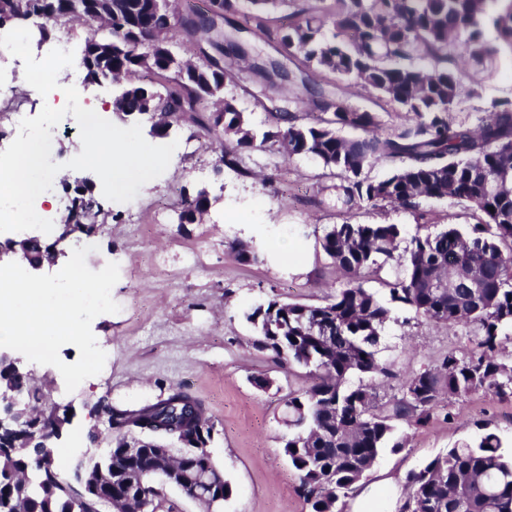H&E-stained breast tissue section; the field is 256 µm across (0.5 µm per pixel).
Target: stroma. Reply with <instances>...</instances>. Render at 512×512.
Here are the masks:
<instances>
[{
	"instance_id": "35a3bbf8",
	"label": "stroma",
	"mask_w": 512,
	"mask_h": 512,
	"mask_svg": "<svg viewBox=\"0 0 512 512\" xmlns=\"http://www.w3.org/2000/svg\"><path fill=\"white\" fill-rule=\"evenodd\" d=\"M314 79L338 83L343 97L377 113L385 125L409 120L375 95L337 82L335 75L318 73ZM260 88L253 74L236 72L224 93L263 127L271 116L262 106ZM170 137L194 142L197 153L173 154L164 173L144 184L132 201L108 200L101 183L93 185L95 201L116 217L91 235L96 249L86 263L97 271L114 262L120 271L111 292L118 312L92 322L97 343L108 354L102 371L69 393L55 367L24 364L39 390V408L72 412L56 442L67 451L62 472L73 478L77 460H95L108 451L112 434L97 416L99 405L136 409L180 388L202 402L215 425L210 450L232 488L223 512H308L298 477L283 454L289 432L283 400L288 391L307 386L309 378L305 370L277 366L253 347L255 332L243 311L274 297L325 302L343 279L318 244L332 225L385 221L401 225L407 239L451 224L467 230L477 215L450 199L422 200L415 214L381 210L366 201L342 209L332 200H319L320 189L331 180L312 159L267 148L246 155L235 170L221 165L219 147L208 146L191 124H175ZM201 188L210 193L208 214L199 224L178 223L182 191ZM161 207L167 218L159 223L155 217ZM235 241L248 243L259 262L239 261L231 249ZM393 315L378 345L379 358L394 372L381 389L386 396L396 395L409 373L443 353L469 349L464 327L414 322L404 309ZM256 376L272 378L273 387L256 388ZM446 410L427 428L409 431L405 448L379 454L347 498L345 512H396L408 472L484 433H495L503 452L512 453V398L453 397ZM93 432L98 440H90Z\"/></svg>"
}]
</instances>
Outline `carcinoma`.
Instances as JSON below:
<instances>
[{"mask_svg":"<svg viewBox=\"0 0 512 512\" xmlns=\"http://www.w3.org/2000/svg\"><path fill=\"white\" fill-rule=\"evenodd\" d=\"M141 0H0V29L40 22L44 33L79 18L90 3L107 11L94 33H85L81 64L89 82L121 86L126 122L141 116L146 102L157 119L150 134L168 136V114L179 113L210 141L222 145L220 161L229 168L242 154L277 148L292 158L317 161L337 179L336 205L350 209L363 201L380 208L399 206L415 212L423 199H454L478 212L471 231L450 225L436 234L411 237L398 252V224H336L319 243L343 272L345 281L319 305L270 299L244 312L255 329L252 345L282 367L308 370L311 384L291 391L284 401L289 428L283 452L299 479L309 512H342L340 502L372 468L380 452L405 447L394 439L396 427L427 426L445 398L482 392L512 397V98L494 99L473 124L460 119L463 98H479L498 66L502 50L512 53V0H247V16L256 35L276 40L286 57L300 58L312 71L334 74L377 94L395 112L411 115L385 127L333 91L311 84L310 75L288 71L268 76L271 88L288 86L297 99L313 98L321 116L299 122L284 106L269 109L273 123L255 127L224 94V65L183 56L173 49L166 0H150L151 12L128 18ZM298 3L287 26L274 33L263 15ZM187 35L206 37L215 49L234 36L215 21L191 20ZM147 32L165 45L147 58L138 49ZM151 74L167 82L165 92L142 81ZM348 128L358 132L344 137ZM393 165L380 180L366 170ZM211 206L206 189L184 194L178 223L202 221ZM108 218L93 197L71 200L64 223L83 224L92 233L98 218ZM398 271L384 281L389 299L365 288L363 278L389 262ZM478 287H473L472 283ZM413 319L462 323L469 328L470 351L448 353L408 376L400 393L382 400L380 381L393 376L378 357L377 346L392 308ZM359 384H349L351 377ZM0 383L36 398L30 375L0 363ZM115 433L112 448V497L142 498L157 512L162 489L147 480L142 488L125 484L123 471L154 467L155 449L132 458L126 441L135 434L152 442H210L214 424L202 403L173 390L139 409L104 406ZM26 435L0 433V508L17 504L19 512H101L97 497L65 482L54 456L55 427L67 421V409L35 413ZM202 496L230 494L229 483L213 486L206 465L191 464ZM402 512H512V457L499 438L488 433L433 458L407 475Z\"/></svg>","mask_w":512,"mask_h":512,"instance_id":"carcinoma-1","label":"carcinoma"}]
</instances>
